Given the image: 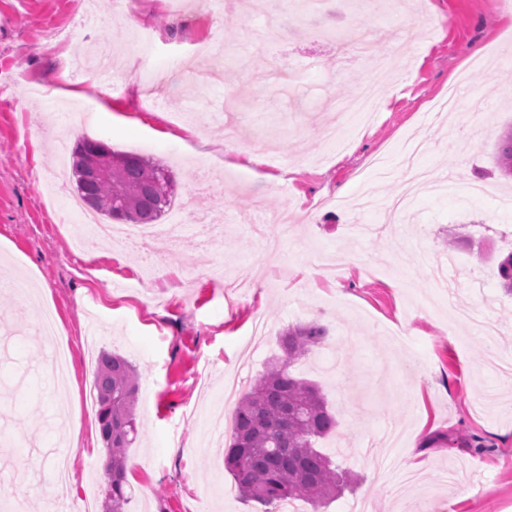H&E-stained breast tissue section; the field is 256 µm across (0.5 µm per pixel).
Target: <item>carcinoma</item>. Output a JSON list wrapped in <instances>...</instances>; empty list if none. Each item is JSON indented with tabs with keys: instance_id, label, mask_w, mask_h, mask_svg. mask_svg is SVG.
I'll list each match as a JSON object with an SVG mask.
<instances>
[{
	"instance_id": "carcinoma-1",
	"label": "carcinoma",
	"mask_w": 512,
	"mask_h": 512,
	"mask_svg": "<svg viewBox=\"0 0 512 512\" xmlns=\"http://www.w3.org/2000/svg\"><path fill=\"white\" fill-rule=\"evenodd\" d=\"M99 150L112 170L107 181L91 179L87 153ZM501 173L512 177V125L501 135L496 153ZM72 175L80 200L90 209L117 221L153 224L170 208L175 196L173 176L162 164L105 143L79 139L73 149ZM500 285L512 292V252L498 264ZM317 323L298 325L281 337L284 355L269 363L259 381L245 392L234 412L232 439L224 450V467L244 498L264 507L302 500L320 507L348 487L331 457L317 448L319 439L336 429V416L318 383L292 372L326 338ZM94 390L100 434L109 457L105 470V507L125 512L129 501L126 449L138 435L135 405L138 376L124 357L103 352L97 358Z\"/></svg>"
}]
</instances>
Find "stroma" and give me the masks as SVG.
<instances>
[{
    "instance_id": "obj_1",
    "label": "stroma",
    "mask_w": 512,
    "mask_h": 512,
    "mask_svg": "<svg viewBox=\"0 0 512 512\" xmlns=\"http://www.w3.org/2000/svg\"><path fill=\"white\" fill-rule=\"evenodd\" d=\"M163 3L140 0L131 9L124 0H96L108 23L94 30L83 0H0V84L9 88L0 95V259L48 286L40 301L0 289V484L23 495L26 512H51L54 500L31 490L49 481L65 452L75 490L104 491L108 456L97 417L81 420L79 398L93 387L95 357L109 350L139 374L126 512H262L237 495L206 498L213 484L234 485L224 468L232 429L216 415L209 447L198 450L201 415L221 400L225 378L238 372L254 384L281 355V335L314 321L328 338L294 372L320 384L338 425L318 446L356 484L301 512H349L360 501L369 512H512V379L489 365L476 323L454 324L443 311L452 304L490 317L499 348L512 353V296L497 274L512 252V209L499 206L512 182L495 161L498 138L512 125V59L471 65L480 49L512 52V14L498 0H423L410 17L434 35L410 45L406 79L390 78L375 122L342 150L324 130L365 83L371 62L352 59V43L323 32L371 31L395 41L405 17L387 0L354 14L345 0L296 6L278 41L262 36L271 0H240L220 17L205 14L199 0H184L177 15ZM88 32L116 48L112 74L123 93L107 91L97 70L75 67ZM212 41L224 63L201 88L175 63ZM278 60L296 71L277 86L270 72ZM464 71L472 115L428 111L427 99ZM146 73L164 108H142ZM61 103L99 113L85 136L167 164L176 202L220 215L223 236L204 244L190 227L179 247L156 240L151 256L93 237L76 241L73 211L48 196L44 180L59 166L56 137L70 127L56 114ZM234 123L231 140L225 129ZM409 137L424 144L419 163L429 187L396 215L389 205L402 190ZM264 139L262 163L246 162L241 149ZM377 160L391 176L374 171ZM201 163L216 174L196 195ZM469 182L487 194L470 198ZM341 189L351 212L309 208ZM261 212L272 219L269 234L280 233V215L292 224L282 259L268 258L253 234ZM350 224L373 232L354 239ZM319 247L349 256L338 277L323 279L316 269ZM242 267L251 284L227 300L224 285ZM46 302L72 343V387L63 392L33 334ZM413 355L421 362L411 373ZM418 453L420 482L399 498L395 480Z\"/></svg>"
}]
</instances>
